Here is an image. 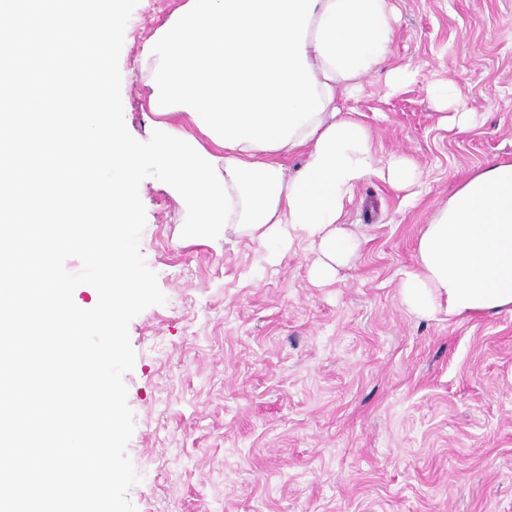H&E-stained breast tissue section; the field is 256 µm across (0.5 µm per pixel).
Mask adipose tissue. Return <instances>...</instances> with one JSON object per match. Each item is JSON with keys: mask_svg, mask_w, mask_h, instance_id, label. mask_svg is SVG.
<instances>
[{"mask_svg": "<svg viewBox=\"0 0 512 512\" xmlns=\"http://www.w3.org/2000/svg\"><path fill=\"white\" fill-rule=\"evenodd\" d=\"M392 0H185L145 44L154 61L149 106L187 113L214 146L230 224L280 253L298 229L319 242L328 279L358 246L343 217L375 177L401 191L419 173L379 165L367 126L340 99L357 94L390 53ZM302 167L287 177L289 157ZM402 283L419 313L449 318L512 310V163L477 170L439 208Z\"/></svg>", "mask_w": 512, "mask_h": 512, "instance_id": "1", "label": "adipose tissue"}]
</instances>
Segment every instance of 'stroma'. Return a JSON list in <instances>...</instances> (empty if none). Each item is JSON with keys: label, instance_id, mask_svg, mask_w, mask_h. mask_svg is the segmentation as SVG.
I'll return each instance as SVG.
<instances>
[{"label": "stroma", "instance_id": "1", "mask_svg": "<svg viewBox=\"0 0 512 512\" xmlns=\"http://www.w3.org/2000/svg\"><path fill=\"white\" fill-rule=\"evenodd\" d=\"M183 0H139L119 58L124 120L148 140L143 46ZM385 71L344 101L380 163L418 169L414 199L372 178L346 228L360 246L326 283L316 243L277 263L229 228L182 237L168 184L139 189V249L165 304L129 324L123 376L137 512H512V312H410L400 286L437 208L478 168L512 161V0H394ZM417 67L397 92L389 69ZM454 80L478 123L439 124L429 84Z\"/></svg>", "mask_w": 512, "mask_h": 512}]
</instances>
